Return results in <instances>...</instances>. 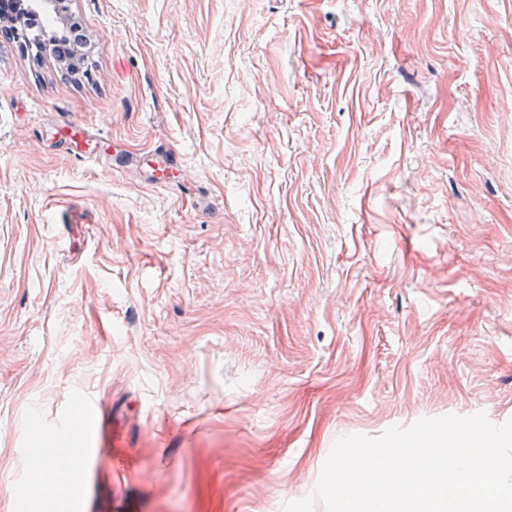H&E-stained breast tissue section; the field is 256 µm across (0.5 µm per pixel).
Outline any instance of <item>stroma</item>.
<instances>
[{
    "instance_id": "35a3bbf8",
    "label": "stroma",
    "mask_w": 512,
    "mask_h": 512,
    "mask_svg": "<svg viewBox=\"0 0 512 512\" xmlns=\"http://www.w3.org/2000/svg\"><path fill=\"white\" fill-rule=\"evenodd\" d=\"M68 7L88 79L0 38V512H283L339 437L512 419V0ZM150 154V158L145 161V156ZM125 160L127 166L135 168H142L143 164L146 163L153 172L163 173L167 170L174 171L180 167L179 153L171 145L163 148H155L144 153H132L127 151Z\"/></svg>"
}]
</instances>
